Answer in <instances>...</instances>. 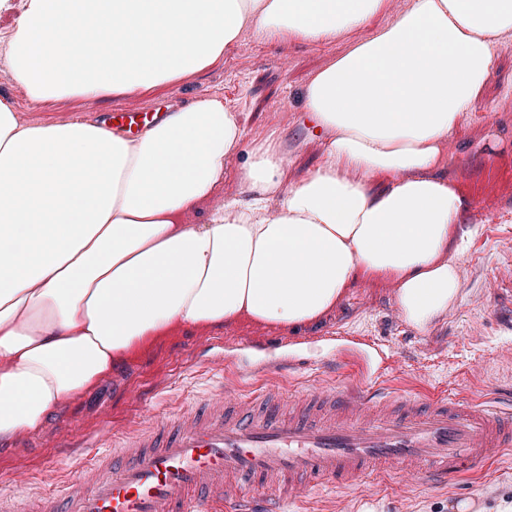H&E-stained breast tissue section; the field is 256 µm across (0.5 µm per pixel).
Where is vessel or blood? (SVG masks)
I'll return each mask as SVG.
<instances>
[{"label":"vessel or blood","mask_w":512,"mask_h":512,"mask_svg":"<svg viewBox=\"0 0 512 512\" xmlns=\"http://www.w3.org/2000/svg\"><path fill=\"white\" fill-rule=\"evenodd\" d=\"M162 118L120 109L107 124L130 138ZM380 379L368 373L362 390L316 385L284 411L275 397L232 386L168 425L144 408L121 461L89 483L76 475L41 512H249L257 501L283 512L312 485L395 476L408 489L437 485L512 448V408L496 396L379 399Z\"/></svg>","instance_id":"1"}]
</instances>
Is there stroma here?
<instances>
[{
    "instance_id": "obj_1",
    "label": "stroma",
    "mask_w": 512,
    "mask_h": 512,
    "mask_svg": "<svg viewBox=\"0 0 512 512\" xmlns=\"http://www.w3.org/2000/svg\"><path fill=\"white\" fill-rule=\"evenodd\" d=\"M25 0L0 6V100L12 101L30 118L66 121L97 119L116 109L149 110L177 100L180 105L216 95L239 112L245 135L229 160L224 190L245 194L243 165L260 138L276 132L300 177L319 160L313 125L303 110V92L313 74L346 49L332 44L276 45L248 41L195 77L147 93L29 105L14 81L5 40L18 26ZM494 112L485 121L484 112ZM448 177L474 201L485 220L462 243L461 290L447 318L421 333L400 316L390 289L355 282L336 311L319 323L290 333L237 323L220 329L186 327L156 339L136 356L55 411L50 424L78 430L82 440L62 448L52 444L24 448L19 441L0 446V477L27 470L22 491L0 503L5 512H37L43 501L64 491L70 478L97 454L98 409L110 404L115 437L140 429L139 407L149 404L164 418L189 412L212 391L239 384L244 393L263 390L302 394L316 384L357 386L361 374L330 365L339 352L362 355L383 371L385 387L421 396L446 393L474 398L495 391L512 395V38L495 48V69L477 112L468 115L452 139ZM306 359L305 370L288 375L248 369L272 361L280 352ZM512 498V455H498L448 485L404 490L399 479L358 480L350 486L305 492L288 512H448L452 502L472 499L494 505Z\"/></svg>"
}]
</instances>
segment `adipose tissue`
Instances as JSON below:
<instances>
[{
	"label": "adipose tissue",
	"mask_w": 512,
	"mask_h": 512,
	"mask_svg": "<svg viewBox=\"0 0 512 512\" xmlns=\"http://www.w3.org/2000/svg\"><path fill=\"white\" fill-rule=\"evenodd\" d=\"M88 33L92 54L76 45ZM507 36L512 0H25L8 54L35 104L179 82L248 37L350 43L304 90L319 163L289 180L267 136L243 167L246 199L221 192L244 136L222 99L133 139L0 100V442L175 328L296 330L359 279L391 288L419 332L447 317L473 216L443 175L448 142Z\"/></svg>",
	"instance_id": "ef3b65f1"
}]
</instances>
